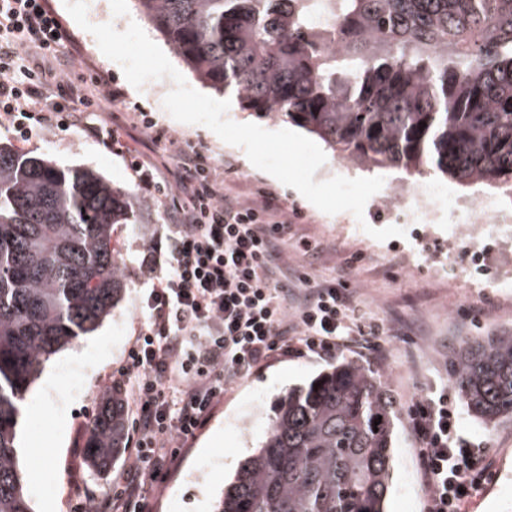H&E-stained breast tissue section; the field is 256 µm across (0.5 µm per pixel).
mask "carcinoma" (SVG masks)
Wrapping results in <instances>:
<instances>
[{
    "label": "carcinoma",
    "mask_w": 512,
    "mask_h": 512,
    "mask_svg": "<svg viewBox=\"0 0 512 512\" xmlns=\"http://www.w3.org/2000/svg\"><path fill=\"white\" fill-rule=\"evenodd\" d=\"M138 4L202 82L233 88L246 109L295 123L352 164L429 166L512 191V0ZM137 206L90 169L0 142V512H32L18 416L42 364L121 300L112 229ZM452 382L485 427L512 420V333L464 342ZM397 422L383 382L339 363L278 398L265 441L214 512H385ZM127 431L112 389L86 433L87 465L104 472L126 456Z\"/></svg>",
    "instance_id": "carcinoma-1"
}]
</instances>
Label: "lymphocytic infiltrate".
<instances>
[{
  "label": "lymphocytic infiltrate",
  "mask_w": 512,
  "mask_h": 512,
  "mask_svg": "<svg viewBox=\"0 0 512 512\" xmlns=\"http://www.w3.org/2000/svg\"><path fill=\"white\" fill-rule=\"evenodd\" d=\"M62 31L47 0H0V119L18 139L32 137V121L51 117L66 127L84 108L121 95L79 85L70 105L57 102V73L34 57L55 55ZM131 170L166 211L169 270L142 301L147 322L121 371L130 391L133 461L113 493L88 494L85 512H148V489L162 486L178 464L173 441L195 437L236 379L277 357L329 359L385 333L383 324L357 317L345 280L301 274L304 298L289 308L288 287L274 272L289 224L278 203H245L227 193L197 152L184 155L185 175L171 193L139 157ZM408 423L419 444L427 512H468L484 450L460 433L454 397L444 388L425 393L410 404Z\"/></svg>",
  "instance_id": "f902f5d3"
}]
</instances>
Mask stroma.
<instances>
[{"label":"stroma","mask_w":512,"mask_h":512,"mask_svg":"<svg viewBox=\"0 0 512 512\" xmlns=\"http://www.w3.org/2000/svg\"><path fill=\"white\" fill-rule=\"evenodd\" d=\"M49 3L65 34L59 68L62 83L100 81L120 87L124 95L105 110L81 113L75 126L45 123L24 142L0 124V142L20 153L45 157L62 169H92L113 185L146 199L147 205L136 212L133 223L114 227L113 238L125 261L126 290L121 302L95 331L44 362L27 393L19 426L33 428L43 447L55 451L53 467L44 479L34 480L29 466L21 468L33 512H82L83 489L106 495L116 488L126 468L120 462L104 474L92 471L85 461V431L102 394L118 385L127 352L145 321L139 308L142 297L167 270L166 253L157 252L158 266L152 272L142 267L141 260L164 241L168 220L161 203L146 198L136 183L127 156L91 135L92 127L115 117L126 125L128 145L154 161L167 183L176 181L180 150H195L216 175L230 176L240 196H270L297 210L288 240L280 246L290 265L320 280L348 276L361 311L386 328L384 356L355 344L335 360L358 363L380 377L398 410L395 474L387 512H426L418 442L406 420L407 408L428 390L451 383V362L463 340L512 331V288L493 285L498 241L488 239L482 260H474L463 239L453 232L455 225L467 223L463 212L453 220L444 213L430 219L422 240L412 233L404 239L376 240L364 232V225L399 226L403 215L386 211L374 197L360 221L348 212H321L298 191L254 167L242 148L223 142L205 126L174 120L163 107L173 87L169 79L156 87L148 83L135 89L121 67L97 50L95 38L75 24L64 0ZM88 19L94 24L113 23L120 31L130 22H142L137 0H89ZM141 111L151 114L155 129L141 127L136 118ZM388 173L387 187L424 180L462 199H497L500 209L512 216V192L462 183L429 168L410 174L392 166ZM409 253L418 256L412 268L403 263ZM447 254L452 257L448 263L443 260ZM330 363L311 356L281 359L229 388L195 438L179 442V463L160 491L150 495V512H213L225 479L249 449L264 439L279 394L307 383ZM457 412L463 434L486 448L481 490L469 512H512V420L488 430L468 414L465 405H458Z\"/></svg>","instance_id":"stroma-1"}]
</instances>
